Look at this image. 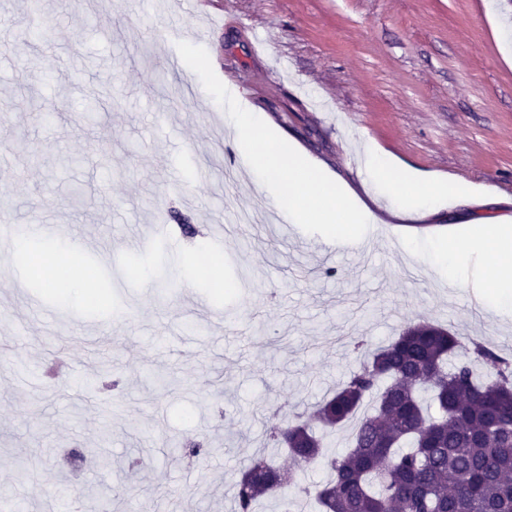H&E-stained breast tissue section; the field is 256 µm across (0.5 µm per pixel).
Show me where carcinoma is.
I'll return each mask as SVG.
<instances>
[{"label": "carcinoma", "mask_w": 512, "mask_h": 512, "mask_svg": "<svg viewBox=\"0 0 512 512\" xmlns=\"http://www.w3.org/2000/svg\"><path fill=\"white\" fill-rule=\"evenodd\" d=\"M331 432L351 427L349 448ZM283 470L255 455L233 485L234 512L314 499L322 512H512V364L472 338L410 324L324 398L311 421L268 434ZM320 465L330 476L308 485Z\"/></svg>", "instance_id": "carcinoma-1"}]
</instances>
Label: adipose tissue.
Instances as JSON below:
<instances>
[{"label": "adipose tissue", "mask_w": 512, "mask_h": 512, "mask_svg": "<svg viewBox=\"0 0 512 512\" xmlns=\"http://www.w3.org/2000/svg\"><path fill=\"white\" fill-rule=\"evenodd\" d=\"M475 245L484 249L492 261L489 298L494 307H512V221L506 219L483 228L473 241L454 239L435 242L432 257L439 268H448L457 255L469 252Z\"/></svg>", "instance_id": "adipose-tissue-1"}]
</instances>
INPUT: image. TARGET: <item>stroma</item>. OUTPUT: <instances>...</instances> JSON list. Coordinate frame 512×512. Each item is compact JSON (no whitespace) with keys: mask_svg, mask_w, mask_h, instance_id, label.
<instances>
[{"mask_svg":"<svg viewBox=\"0 0 512 512\" xmlns=\"http://www.w3.org/2000/svg\"><path fill=\"white\" fill-rule=\"evenodd\" d=\"M0 20V217L51 225L35 278L0 254V506L75 492L135 512H232L270 418L309 414L382 345L426 320L512 360V316L448 281L429 246L512 217V0H62L28 42ZM204 47L222 82L388 227L360 251L289 220L253 182L224 111L168 55ZM56 84H46L48 71ZM466 201L423 219L365 167L366 144ZM223 223V239L209 227ZM190 224L195 236L184 234ZM147 235L139 250L125 240ZM109 302L57 279V240ZM149 271L140 279L136 268ZM205 326L198 345L184 325ZM205 442L185 458L176 441ZM29 457V477L13 469Z\"/></svg>","mask_w":512,"mask_h":512,"instance_id":"obj_1","label":"stroma"}]
</instances>
